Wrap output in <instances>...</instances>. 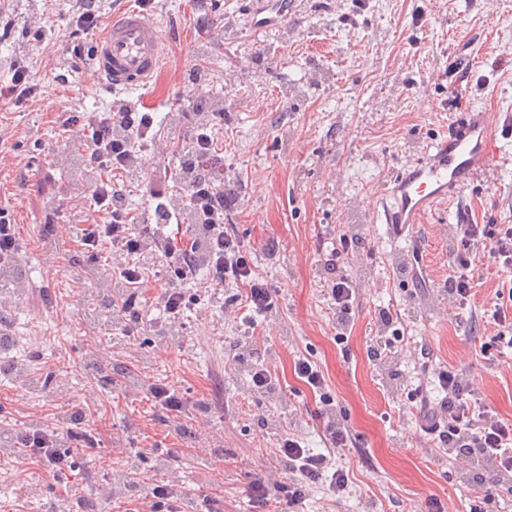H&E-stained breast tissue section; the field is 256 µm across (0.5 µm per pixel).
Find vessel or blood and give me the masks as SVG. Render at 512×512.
I'll list each match as a JSON object with an SVG mask.
<instances>
[{"label":"vessel or blood","mask_w":512,"mask_h":512,"mask_svg":"<svg viewBox=\"0 0 512 512\" xmlns=\"http://www.w3.org/2000/svg\"><path fill=\"white\" fill-rule=\"evenodd\" d=\"M294 0H252L249 26L262 34L280 28ZM162 35L157 25L136 12L113 16L92 58L97 74L112 89L145 85L160 69ZM497 120L488 107H477L449 126L424 155L406 165L384 192L385 224L394 238L422 223L437 207L491 169L499 157Z\"/></svg>","instance_id":"obj_1"}]
</instances>
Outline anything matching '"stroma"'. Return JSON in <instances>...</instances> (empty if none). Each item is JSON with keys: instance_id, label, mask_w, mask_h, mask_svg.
I'll return each mask as SVG.
<instances>
[{"instance_id": "35a3bbf8", "label": "stroma", "mask_w": 512, "mask_h": 512, "mask_svg": "<svg viewBox=\"0 0 512 512\" xmlns=\"http://www.w3.org/2000/svg\"><path fill=\"white\" fill-rule=\"evenodd\" d=\"M6 3L14 30L0 43V86L19 62L35 94L16 105L0 101V207L19 244L0 272V294L12 300V348L0 351V436L35 421L65 428L77 406L89 410L88 427L104 445L58 481L22 461L21 449L0 452V512H60L80 497L97 499V512H116L156 484L206 490L218 512H254L248 483L282 476L273 465L277 435L294 434L321 453V428L331 419L354 441L331 457L348 470L349 489L337 498L313 484L296 512H424L432 495L446 512L478 504L512 512V475L437 447L422 429L421 406L409 401L419 391L435 405L442 392L434 370L451 365L512 419V348L480 351L492 332L494 290L512 272L479 246L470 255L474 300L455 309L445 292L459 220L512 225V0H300L285 27L260 35L247 24L248 0H154L143 13L163 33V64L149 85L124 92L87 82L71 65L65 40L79 0ZM36 21L38 38L30 31ZM193 68L206 98L224 100L214 137L224 184L237 195L224 222L251 245L254 272L276 289V306L225 311L236 286L211 290L202 268L184 287L199 304L171 323L159 299L166 284L154 275L162 257L147 250L137 257L141 327L122 337L108 320L110 245L95 267L79 264L83 222L68 198L84 186L82 148L67 142L58 117L149 112L161 138L185 145L198 123L187 102ZM472 105L498 110L503 154L458 200L425 216L411 239H394L380 220L384 190ZM165 169L176 207L178 157L150 154L141 175L113 174L136 218L132 232L156 224L146 188ZM334 249L356 289L341 328L327 265ZM387 307L400 312L404 340L394 357L374 361L368 351L382 342L377 317ZM248 329L277 377L265 393L252 392L244 366L232 361L234 341ZM302 356L323 371L331 410L321 411L296 379ZM106 365L117 372L103 384L95 369ZM156 383L180 393L181 413L156 406ZM165 448L180 449V462H163ZM482 480L492 491L485 504Z\"/></svg>"}]
</instances>
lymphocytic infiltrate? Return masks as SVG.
<instances>
[{"label":"lymphocytic infiltrate","instance_id":"1","mask_svg":"<svg viewBox=\"0 0 512 512\" xmlns=\"http://www.w3.org/2000/svg\"><path fill=\"white\" fill-rule=\"evenodd\" d=\"M101 26L95 0H81L75 28L66 40L74 68H82L93 56L95 48L86 36ZM62 125L68 141L83 145V165L96 175L90 185V195L97 215L90 218L84 228L80 248L88 262L94 264L98 261L100 247L111 245L113 258L119 263L121 285L126 289L125 295L114 302L113 310L121 318V335L128 336L142 320L139 290L144 283L143 271L131 263L130 258L141 252L146 237L130 233L124 197L116 190L110 175L141 171L133 138L150 143L154 151L162 155L174 153L175 145L156 137L153 118L147 112L71 114L64 118ZM184 184L182 207L171 208L166 203L165 179L151 182L149 196L155 203L157 223L178 224L183 214H190L193 223L203 225L207 231L205 249L210 287L220 289L225 283H235L240 291L234 295L232 306L259 314L271 310L277 301L276 291L255 275L244 242L224 229V212L229 200L224 194L223 183L212 179L207 170L202 169L186 178ZM459 231L464 246L488 244L491 255L499 264L512 268V225L463 224ZM161 273L168 281L161 295L164 310L170 317L179 318L190 305L182 286L196 275L194 242H184L177 248L165 246ZM494 296L490 320L494 333L490 341L512 347V280L498 284ZM437 379L444 396L436 406L426 410L428 431L437 433L441 447L449 451L479 453L511 472L512 420L482 404L477 390L462 370L452 366L438 370ZM86 419L85 409L80 408L72 413V425L66 431L44 425L27 426L17 432L16 445L25 459L41 464L53 478H62L74 468L78 457L101 445L96 433L84 429ZM65 438L70 441L66 447L61 444ZM276 455L284 464L283 480L270 488L257 478L247 489L250 502L259 507L260 512H279L284 504L298 505L310 483L324 477L328 478L333 494H340L348 485L345 471L329 470L326 454L311 452L292 436L279 437Z\"/></svg>","mask_w":512,"mask_h":512}]
</instances>
